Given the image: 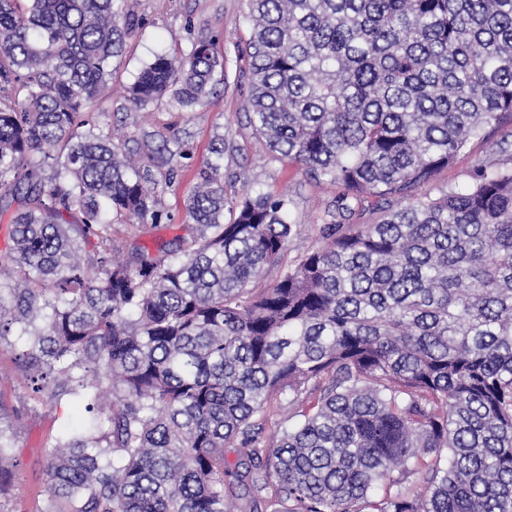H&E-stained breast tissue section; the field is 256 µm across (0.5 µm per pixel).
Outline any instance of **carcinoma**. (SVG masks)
Segmentation results:
<instances>
[{
  "label": "carcinoma",
  "instance_id": "obj_1",
  "mask_svg": "<svg viewBox=\"0 0 512 512\" xmlns=\"http://www.w3.org/2000/svg\"><path fill=\"white\" fill-rule=\"evenodd\" d=\"M25 2L0 0V86L25 91L0 106V336L88 413L44 512H512V165L414 194L512 113V0H246L253 134L342 189L289 265L288 196L228 195L222 138L189 237L112 256V218L161 220L150 168L82 130L138 19ZM219 68L210 39L158 53L128 102L192 107ZM370 196L382 218L347 223ZM273 400L296 421L267 443ZM12 202V203H11ZM9 203L11 206L5 211L1 212V209ZM18 207L17 201L6 198L0 201V262L5 264L10 263V257L12 255L11 248L13 242L11 240L12 224H10V217L14 210Z\"/></svg>",
  "mask_w": 512,
  "mask_h": 512
}]
</instances>
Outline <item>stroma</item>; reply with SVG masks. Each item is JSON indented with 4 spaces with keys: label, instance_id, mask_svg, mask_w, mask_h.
<instances>
[{
    "label": "stroma",
    "instance_id": "obj_1",
    "mask_svg": "<svg viewBox=\"0 0 512 512\" xmlns=\"http://www.w3.org/2000/svg\"><path fill=\"white\" fill-rule=\"evenodd\" d=\"M127 7L139 24L121 56L112 61V77L94 109L91 128L124 133V151L150 165L163 185L158 204L162 217L157 224H113L114 255L126 260L136 248L186 235L184 200L200 182L219 137L224 140L227 192L248 185L256 192L285 193L291 199L295 227L285 262L322 245L320 227L331 220L336 185L315 182L287 161L270 156L247 124L248 84L237 57L250 33L246 0H127ZM201 38L215 41L224 55V70L216 74L215 92L205 103L183 109L165 98L141 111L130 106L126 90L155 53L184 56ZM511 134L512 114H506L499 126L487 129L435 176L432 194L465 186L478 165L512 161V155L500 149ZM27 347L19 337L0 338V427L15 433L0 512H42L49 484L47 445L62 438L82 416L55 378H47L43 390L34 392Z\"/></svg>",
    "mask_w": 512,
    "mask_h": 512
}]
</instances>
